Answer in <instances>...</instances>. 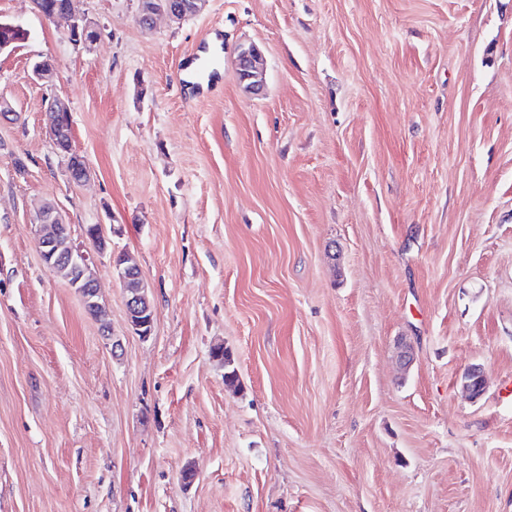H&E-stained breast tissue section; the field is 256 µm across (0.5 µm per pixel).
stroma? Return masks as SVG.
<instances>
[{
  "label": "stroma",
  "instance_id": "1",
  "mask_svg": "<svg viewBox=\"0 0 512 512\" xmlns=\"http://www.w3.org/2000/svg\"><path fill=\"white\" fill-rule=\"evenodd\" d=\"M76 7L92 47L0 0L29 31L0 56V512H512V0H206L150 31L138 0ZM43 201L104 318L43 264ZM262 57L254 45L240 47L237 55V76L242 88L252 95H258L264 88ZM46 115L54 145L66 158V171L70 181L83 183L89 179L90 170L83 156L72 148V118L69 102L60 97L49 100ZM110 261L119 271L121 281L124 285L128 321L137 334L147 336L151 331L153 313L149 316L151 311L148 312L149 300L147 298L146 287L141 271L135 263H132L130 259L122 253H111ZM143 303L146 304L145 308L143 307ZM144 315L149 316V318L142 319L141 317Z\"/></svg>",
  "mask_w": 512,
  "mask_h": 512
}]
</instances>
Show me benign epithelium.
I'll list each match as a JSON object with an SVG mask.
<instances>
[{
	"instance_id": "7a95c632",
	"label": "benign epithelium",
	"mask_w": 512,
	"mask_h": 512,
	"mask_svg": "<svg viewBox=\"0 0 512 512\" xmlns=\"http://www.w3.org/2000/svg\"><path fill=\"white\" fill-rule=\"evenodd\" d=\"M202 0H139L137 22L140 28H154L158 18L166 16L181 21L199 10ZM36 12L51 21L64 20L69 26L70 41L76 46L91 47L100 33L97 27L77 14L75 0H54L45 8L43 0H32ZM27 33L22 25L0 19V55L11 53L22 43L20 34ZM34 76L43 84L50 85L56 76L52 60L44 59L33 68ZM237 76L242 88L259 94L263 88L262 57L254 45L243 46L237 55ZM46 115L54 145L66 158V171L70 181L83 183L89 179L90 170L83 156L72 148V118L69 102L60 97L49 100ZM37 239L43 263L54 273H67L68 286L81 298L86 312L95 314L100 308L97 281L91 271L87 253L74 246L64 216L54 204H42L36 214ZM112 265L119 271L126 293V312L131 327L141 336L151 331L152 318H144L149 303L145 284L139 267L122 253L110 255ZM483 373L477 367L464 374L463 387L469 394L477 396L483 391Z\"/></svg>"
}]
</instances>
